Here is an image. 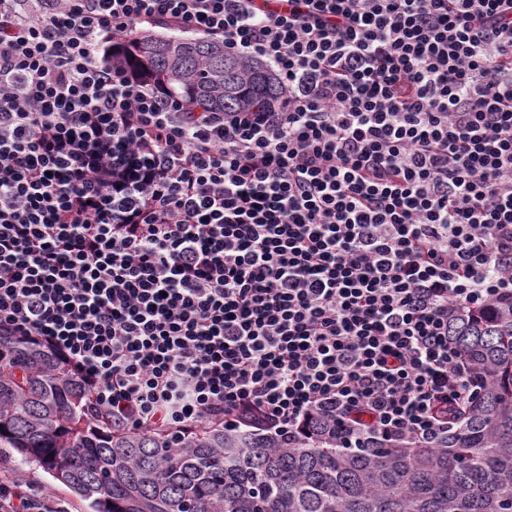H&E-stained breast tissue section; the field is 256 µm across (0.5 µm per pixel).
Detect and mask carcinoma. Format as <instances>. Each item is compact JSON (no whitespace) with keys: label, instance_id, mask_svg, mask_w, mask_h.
<instances>
[{"label":"carcinoma","instance_id":"obj_1","mask_svg":"<svg viewBox=\"0 0 512 512\" xmlns=\"http://www.w3.org/2000/svg\"><path fill=\"white\" fill-rule=\"evenodd\" d=\"M113 61L215 112L268 110L284 88L261 62L171 34ZM453 336L484 376L433 443L345 448L319 423L293 443L208 425L175 444L89 411L90 390L32 338L0 335V448L42 467L85 512H512V298L462 315Z\"/></svg>","mask_w":512,"mask_h":512}]
</instances>
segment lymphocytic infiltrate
<instances>
[{
	"label": "lymphocytic infiltrate",
	"instance_id": "obj_1",
	"mask_svg": "<svg viewBox=\"0 0 512 512\" xmlns=\"http://www.w3.org/2000/svg\"><path fill=\"white\" fill-rule=\"evenodd\" d=\"M163 27L279 77L189 112L112 61ZM512 297V0H0V332L180 439L433 442ZM0 512H66L0 465Z\"/></svg>",
	"mask_w": 512,
	"mask_h": 512
}]
</instances>
